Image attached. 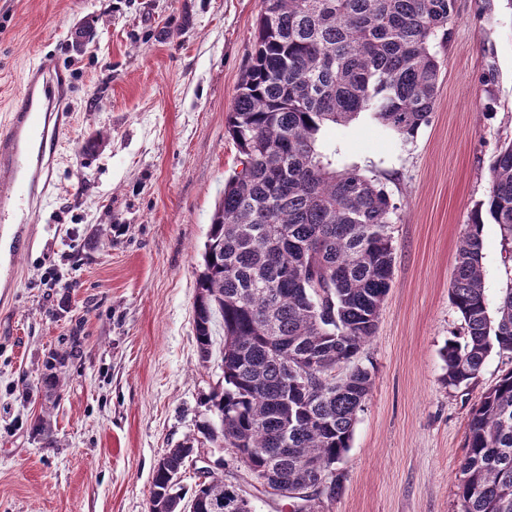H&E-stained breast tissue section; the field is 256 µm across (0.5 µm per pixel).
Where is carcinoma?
<instances>
[{
  "mask_svg": "<svg viewBox=\"0 0 512 512\" xmlns=\"http://www.w3.org/2000/svg\"><path fill=\"white\" fill-rule=\"evenodd\" d=\"M455 0H261L255 50L237 86L227 132L241 171L224 183L197 280L194 327L211 356L214 314L224 321V386L209 402L220 428L205 439L292 502L343 490L338 468L372 385L358 363L375 335L394 274L396 206L355 169L336 171L317 150L322 128L370 111L405 139L433 112ZM486 209L456 256L453 304L462 340L442 358L444 382L467 385L493 350L512 353V287L490 316L482 285V212L512 242V142L490 166ZM202 452L184 442L155 468L152 512H238V491L212 471L186 498L183 474ZM319 465L329 486L301 492ZM460 512H512V370L469 412Z\"/></svg>",
  "mask_w": 512,
  "mask_h": 512,
  "instance_id": "obj_1",
  "label": "carcinoma"
}]
</instances>
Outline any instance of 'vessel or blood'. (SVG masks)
Returning a JSON list of instances; mask_svg holds the SVG:
<instances>
[{
  "label": "vessel or blood",
  "instance_id": "obj_1",
  "mask_svg": "<svg viewBox=\"0 0 512 512\" xmlns=\"http://www.w3.org/2000/svg\"><path fill=\"white\" fill-rule=\"evenodd\" d=\"M60 82L51 62L29 68L20 103L0 125V222L15 223L19 237L50 184L43 161L55 155L64 129L54 118Z\"/></svg>",
  "mask_w": 512,
  "mask_h": 512
}]
</instances>
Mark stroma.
Listing matches in <instances>:
<instances>
[{
	"mask_svg": "<svg viewBox=\"0 0 512 512\" xmlns=\"http://www.w3.org/2000/svg\"><path fill=\"white\" fill-rule=\"evenodd\" d=\"M260 0H0V117L26 69L62 71L69 121L51 191L14 256L0 257V512H149L167 449L218 424L224 325L201 361L197 278L224 181L226 128L254 52ZM431 120L404 139L368 112L324 128L331 168H354L397 207L394 276L360 355L373 385L318 512H460L468 413L512 354L444 384L461 332L455 259L512 141V10L456 0ZM489 307L512 286L498 225L484 223ZM69 352L51 369L52 353ZM254 512H285L226 448H206Z\"/></svg>",
	"mask_w": 512,
	"mask_h": 512,
	"instance_id": "35a3bbf8",
	"label": "stroma"
}]
</instances>
